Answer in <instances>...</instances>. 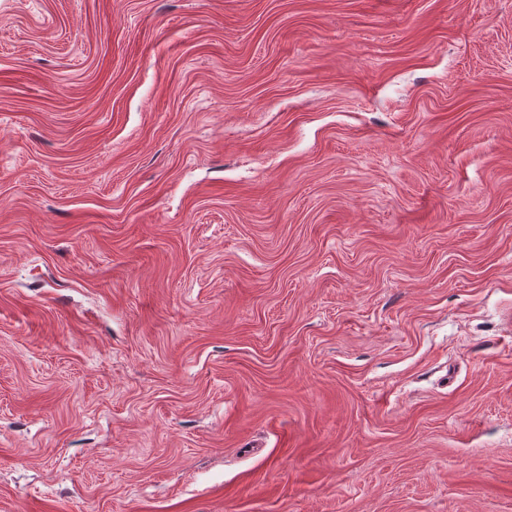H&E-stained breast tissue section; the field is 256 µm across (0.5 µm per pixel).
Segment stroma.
I'll list each match as a JSON object with an SVG mask.
<instances>
[{"label": "stroma", "mask_w": 512, "mask_h": 512, "mask_svg": "<svg viewBox=\"0 0 512 512\" xmlns=\"http://www.w3.org/2000/svg\"><path fill=\"white\" fill-rule=\"evenodd\" d=\"M0 512H512V0H0Z\"/></svg>", "instance_id": "1"}]
</instances>
